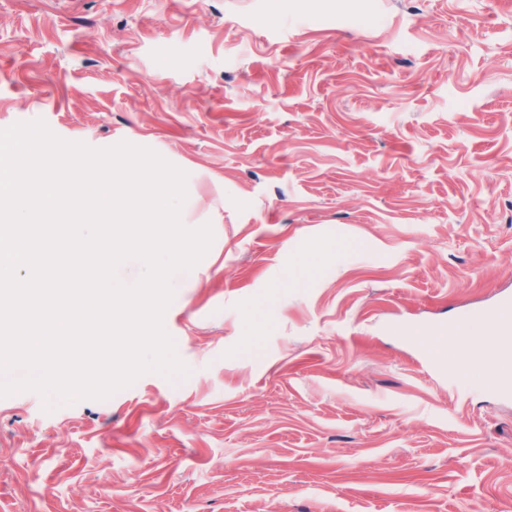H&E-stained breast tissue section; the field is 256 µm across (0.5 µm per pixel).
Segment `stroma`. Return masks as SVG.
Returning a JSON list of instances; mask_svg holds the SVG:
<instances>
[{"label": "stroma", "mask_w": 512, "mask_h": 512, "mask_svg": "<svg viewBox=\"0 0 512 512\" xmlns=\"http://www.w3.org/2000/svg\"><path fill=\"white\" fill-rule=\"evenodd\" d=\"M39 118L186 171L214 242L186 378L0 398V512L512 504V398L419 341L512 297V0H0V129Z\"/></svg>", "instance_id": "obj_1"}]
</instances>
